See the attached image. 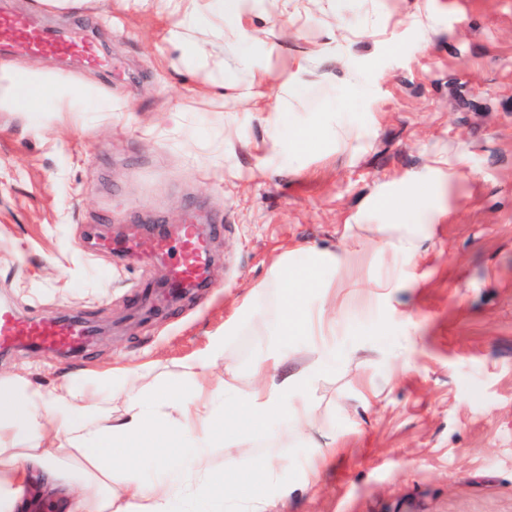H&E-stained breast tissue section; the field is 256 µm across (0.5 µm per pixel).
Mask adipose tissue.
Masks as SVG:
<instances>
[{"instance_id":"obj_1","label":"adipose tissue","mask_w":512,"mask_h":512,"mask_svg":"<svg viewBox=\"0 0 512 512\" xmlns=\"http://www.w3.org/2000/svg\"><path fill=\"white\" fill-rule=\"evenodd\" d=\"M141 9L168 12L174 23L167 41L180 60L220 70L196 31L231 35L242 52L240 66L257 72L253 49L256 29L242 21L245 0H131ZM84 84L59 82L49 75L0 64V103L29 112H53L58 105L87 98ZM436 210L420 203L413 220L384 225L378 242L390 256H416L425 225ZM358 250L313 252L306 267L295 271L290 256L280 257L268 284L259 286L236 320L225 323L224 340L207 354L187 360L182 372L164 385L148 380L146 366H120L96 374L112 387V399L123 405L111 415L106 401L92 402L84 382L62 377L47 393L22 378H0V512H25V485L42 480L52 512H264L259 487L242 485L235 467L214 471L207 450L242 426L260 428L282 423L297 439L311 442L318 416L304 395L321 371L320 363L289 372L287 353L271 350L257 357L248 376H241L226 355L225 340L237 335L244 321L264 319L270 334L287 336L308 325L335 331L344 311L323 305L337 270L353 266ZM276 289V311L263 302ZM223 377H216V367ZM63 439L95 470L62 478L56 449L48 438Z\"/></svg>"}]
</instances>
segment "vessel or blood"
Returning a JSON list of instances; mask_svg holds the SVG:
<instances>
[{
  "instance_id": "obj_1",
  "label": "vessel or blood",
  "mask_w": 512,
  "mask_h": 512,
  "mask_svg": "<svg viewBox=\"0 0 512 512\" xmlns=\"http://www.w3.org/2000/svg\"><path fill=\"white\" fill-rule=\"evenodd\" d=\"M0 49L18 52L32 58H52L77 62L81 66L111 72L112 62L98 48L90 34L35 24L30 16L6 8L0 9ZM176 236L182 246V258L172 272V284L200 286L208 253V238L194 224L180 225ZM92 328L77 318H51L31 322L12 310L0 309V349L28 342L53 351H64L81 345Z\"/></svg>"
}]
</instances>
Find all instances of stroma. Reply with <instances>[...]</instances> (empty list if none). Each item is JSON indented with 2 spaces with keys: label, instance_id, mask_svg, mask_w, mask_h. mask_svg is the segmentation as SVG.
<instances>
[{
  "label": "stroma",
  "instance_id": "obj_1",
  "mask_svg": "<svg viewBox=\"0 0 512 512\" xmlns=\"http://www.w3.org/2000/svg\"><path fill=\"white\" fill-rule=\"evenodd\" d=\"M13 6L91 26L117 73L10 57L93 93L76 112L0 110V304L105 332L65 356L1 351L0 376L47 392L65 374L146 364L166 382L223 337L279 256L301 265L309 250L339 251L352 224L360 261L329 289L349 318L321 337L327 363L310 390L317 439L335 453L307 480L310 449L275 424L215 445L211 466L236 462L249 479L277 449L261 492L280 512H512V0H343L338 12L288 0L278 23L248 13L272 46L259 57L263 112L238 101L252 83L230 42L211 47L223 98L199 94L218 75L179 61L167 14L123 0ZM301 62L308 85L293 100L282 84ZM329 114L340 124L294 162L273 151V122ZM420 195L440 216L419 255H381L379 225L410 219ZM146 221L213 225L208 288L167 303L151 283L172 255L106 250ZM390 265L397 287H377ZM272 346L289 369L308 362L305 339L271 336L259 319L227 352L245 373Z\"/></svg>",
  "mask_w": 512,
  "mask_h": 512
}]
</instances>
